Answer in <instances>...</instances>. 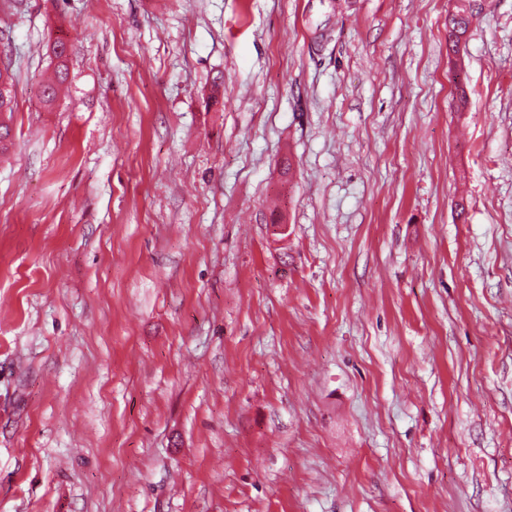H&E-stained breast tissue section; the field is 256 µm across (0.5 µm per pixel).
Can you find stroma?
<instances>
[{
  "label": "stroma",
  "instance_id": "stroma-1",
  "mask_svg": "<svg viewBox=\"0 0 512 512\" xmlns=\"http://www.w3.org/2000/svg\"><path fill=\"white\" fill-rule=\"evenodd\" d=\"M449 6L0 0V512H512V0L457 80ZM65 42L58 40L54 42L52 51L55 56L56 65L53 73V77L42 85L41 95L45 105H52L56 100L58 91L67 80V64H66V52L64 49ZM60 48V51L57 49ZM66 57V58H65ZM0 69V154L8 151V138L10 136V127L5 116L14 112L15 103V74L8 67L5 66Z\"/></svg>",
  "mask_w": 512,
  "mask_h": 512
}]
</instances>
